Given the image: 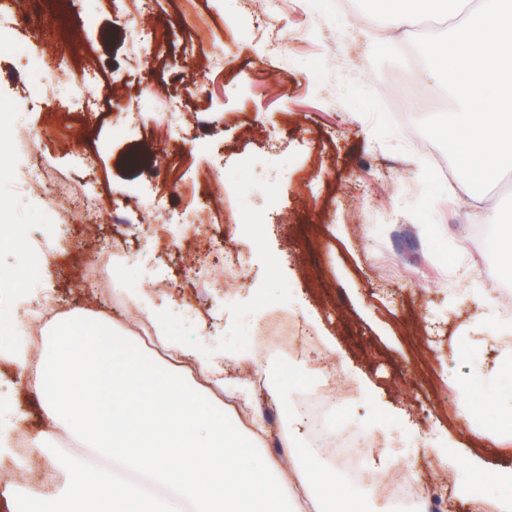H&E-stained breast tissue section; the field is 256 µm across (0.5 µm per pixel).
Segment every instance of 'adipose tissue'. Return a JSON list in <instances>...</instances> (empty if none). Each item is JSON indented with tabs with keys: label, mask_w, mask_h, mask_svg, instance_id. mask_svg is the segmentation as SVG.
<instances>
[{
	"label": "adipose tissue",
	"mask_w": 512,
	"mask_h": 512,
	"mask_svg": "<svg viewBox=\"0 0 512 512\" xmlns=\"http://www.w3.org/2000/svg\"><path fill=\"white\" fill-rule=\"evenodd\" d=\"M155 331L174 361L108 323L75 318L51 326L38 360L21 340L5 350L52 428L97 451L69 465L62 493L25 500L20 512H304L297 486L317 512H370L320 458L297 451L299 414L289 418L285 466L258 459V437L225 416V400L250 406L227 374L255 364L253 353L228 347L217 358L185 348L163 321Z\"/></svg>",
	"instance_id": "ef3b65f1"
}]
</instances>
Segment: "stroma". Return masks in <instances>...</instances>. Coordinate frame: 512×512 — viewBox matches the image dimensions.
Masks as SVG:
<instances>
[{
	"mask_svg": "<svg viewBox=\"0 0 512 512\" xmlns=\"http://www.w3.org/2000/svg\"><path fill=\"white\" fill-rule=\"evenodd\" d=\"M30 26L0 50V120L31 130L0 153V232L47 242L29 290L11 283L32 257L0 248V343L14 310L47 295L69 316L100 315L134 340L154 335L134 295L166 309L169 335L188 348L249 350L255 311L288 310L312 335L332 337L329 358L340 385L337 426L356 423L417 481L438 488L454 478L443 512H472L473 472L459 461L477 449L494 472L512 470V431L473 416L461 389L481 377L488 390L512 383V361L481 343L478 298L469 281L512 291L496 231L482 226L473 192L417 128L454 102L426 66L415 80L427 96L391 112L388 84L407 69L424 20L391 27L350 0H19ZM168 42L143 63L131 43L140 29ZM67 54L53 90L33 59ZM91 67L85 89L95 107L64 136L42 137L67 114L71 77ZM204 95L190 94L189 76ZM176 112H169L168 104ZM100 147L92 165L81 160ZM39 163L41 178L71 217H54L12 186L15 172ZM220 199L213 250L188 225L185 186ZM179 238L180 247L165 241ZM245 259L224 278L225 253ZM139 264H129L128 254ZM321 363L310 346L292 358H266V391L247 390L263 432L259 453L287 454L286 408ZM0 403L35 441L72 457L85 445L51 433L35 391L0 360Z\"/></svg>",
	"mask_w": 512,
	"mask_h": 512,
	"instance_id": "stroma-1",
	"label": "stroma"
}]
</instances>
